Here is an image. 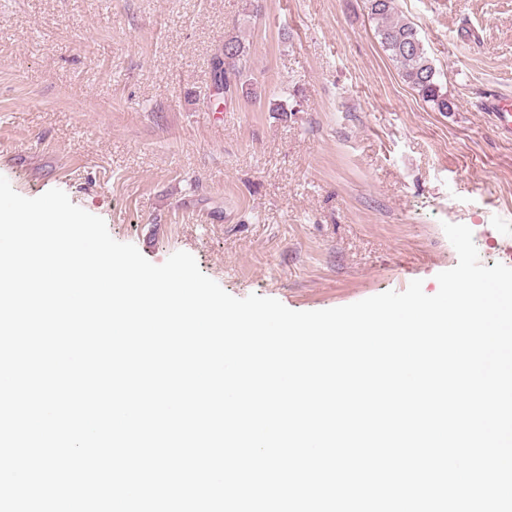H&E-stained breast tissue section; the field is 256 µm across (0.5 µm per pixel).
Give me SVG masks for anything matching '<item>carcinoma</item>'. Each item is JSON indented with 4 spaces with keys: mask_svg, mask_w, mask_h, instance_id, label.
<instances>
[{
    "mask_svg": "<svg viewBox=\"0 0 512 512\" xmlns=\"http://www.w3.org/2000/svg\"><path fill=\"white\" fill-rule=\"evenodd\" d=\"M372 18L378 21L376 35L383 51L397 66L401 78L422 99L439 112L450 109L438 73L427 55L418 30L398 17L396 0H367ZM211 78L217 93H233L244 86L242 78L249 69V47L237 35L224 36L210 59Z\"/></svg>",
    "mask_w": 512,
    "mask_h": 512,
    "instance_id": "obj_1",
    "label": "carcinoma"
}]
</instances>
